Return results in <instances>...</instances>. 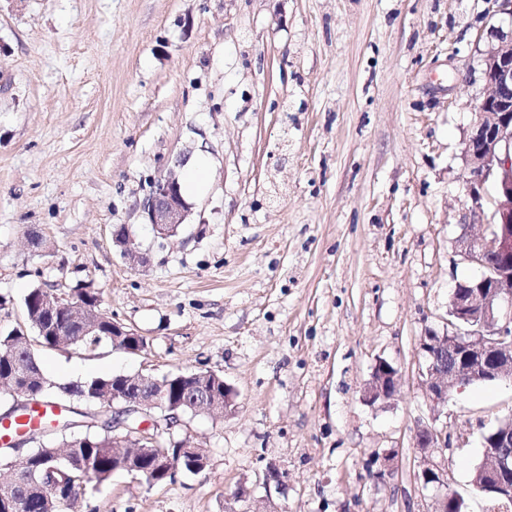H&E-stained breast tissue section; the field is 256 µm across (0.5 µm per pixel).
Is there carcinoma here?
<instances>
[{"mask_svg":"<svg viewBox=\"0 0 512 512\" xmlns=\"http://www.w3.org/2000/svg\"><path fill=\"white\" fill-rule=\"evenodd\" d=\"M75 302L96 310V332L84 336L80 326L67 324V305ZM24 304L25 324L0 330V369H22L37 376L39 381L32 383L29 391L33 398L45 404L46 388L51 386V382L36 360L34 346L94 352L102 345L112 343V317L103 315L100 294L88 285L73 289L69 298L35 288L26 295ZM112 380V376L96 377L61 386L59 390L63 397L71 396L90 404L96 397L112 395ZM164 390L168 399L178 404V412L185 416L191 413L189 401L200 390L224 399V377L203 370L177 371L168 375ZM56 435V445L36 454H26L15 462L17 483L14 489L10 490L0 483V498L10 496L24 500L20 512H63L59 501L64 500L71 505L97 490L113 474L115 456L112 432L87 434L58 431ZM139 448L141 453L131 473L141 477L143 471L150 470L154 483L168 481L164 472L167 467L165 460L177 455L179 444L167 446L159 438L145 439L140 442ZM54 467L65 476L60 492L46 496L28 491L26 475L30 471H48Z\"/></svg>","mask_w":512,"mask_h":512,"instance_id":"cac0c4a2","label":"carcinoma"}]
</instances>
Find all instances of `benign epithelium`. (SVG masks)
<instances>
[{
    "instance_id": "benign-epithelium-1",
    "label": "benign epithelium",
    "mask_w": 512,
    "mask_h": 512,
    "mask_svg": "<svg viewBox=\"0 0 512 512\" xmlns=\"http://www.w3.org/2000/svg\"><path fill=\"white\" fill-rule=\"evenodd\" d=\"M482 75L489 93L476 106L475 121L465 144L469 177L467 189L480 204V188L490 181L495 187L492 222L480 234L462 233L458 240L464 260L482 268L471 283L454 289L448 314L464 323L481 321L485 329L449 331L440 336L433 331L419 338L420 349L427 355L420 372V387L433 405L448 402L451 393L470 383L507 380L512 382V35L501 34L483 58ZM144 211L156 234L166 238L184 224L190 205L182 196L175 172L158 179L144 202ZM115 240L124 246V255L135 266L147 263L145 253L131 246L130 235L115 231ZM499 259L490 264L489 258ZM8 392L17 397L15 408L35 406V401L19 387L14 376H6ZM400 381L397 367L384 359L376 363L366 388L370 403L393 396ZM112 441L119 444L138 442L143 437H158L181 423L174 408H165L163 393L151 398L136 394L135 383L125 381V392L112 390ZM42 434L22 433L8 442L0 458V471L13 467L22 456L24 445ZM449 445L448 434L434 424L418 427L415 447L420 454L423 485H445L434 452ZM487 464L481 468L482 486L496 493V499L512 501V427L497 431L487 444ZM287 475L270 464L263 472V484L278 489L286 486Z\"/></svg>"
}]
</instances>
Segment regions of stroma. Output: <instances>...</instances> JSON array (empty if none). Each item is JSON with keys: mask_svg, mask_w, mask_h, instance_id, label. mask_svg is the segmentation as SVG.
<instances>
[{"mask_svg": "<svg viewBox=\"0 0 512 512\" xmlns=\"http://www.w3.org/2000/svg\"><path fill=\"white\" fill-rule=\"evenodd\" d=\"M512 30L497 0H0V328L24 298L92 284L148 342L132 355L36 348L54 384L212 370L237 394L223 418L172 437L208 467L162 486L113 474L102 512H229L240 486L278 512H433L419 425L435 422L446 488L467 512H512L471 484L482 435L512 415V382L432 406L419 338L477 275L463 225L465 140L486 94L484 52ZM209 162L175 237L141 208L152 183ZM127 226L149 257H123ZM397 394L365 388L377 360ZM288 474L283 492L258 480ZM400 381L397 367L384 359L376 363L366 388V399L370 403L384 401L393 396Z\"/></svg>", "mask_w": 512, "mask_h": 512, "instance_id": "1", "label": "stroma"}]
</instances>
